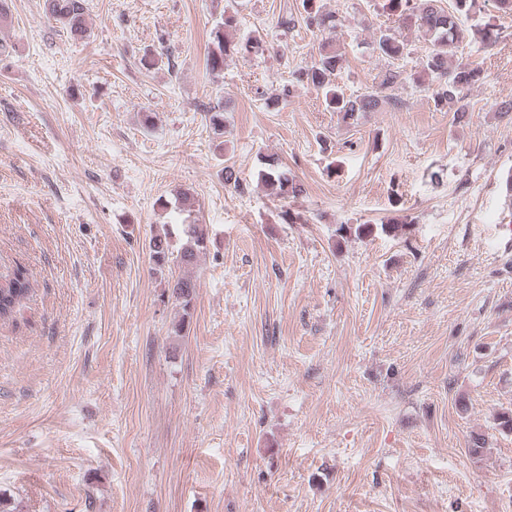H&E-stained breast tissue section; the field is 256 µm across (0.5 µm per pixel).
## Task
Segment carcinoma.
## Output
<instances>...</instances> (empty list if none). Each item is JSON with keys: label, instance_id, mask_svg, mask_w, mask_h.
I'll use <instances>...</instances> for the list:
<instances>
[{"label": "carcinoma", "instance_id": "1", "mask_svg": "<svg viewBox=\"0 0 512 512\" xmlns=\"http://www.w3.org/2000/svg\"><path fill=\"white\" fill-rule=\"evenodd\" d=\"M386 8L398 18L399 26L415 28L429 37L434 50L420 63L421 72L434 74L440 79L438 88L433 93L437 107L454 109L459 118L469 112L465 102L464 90L475 86L483 80V72L455 60L456 49L470 34H478L488 44L499 38L496 25L491 21L472 28L467 25L470 17L481 11V0H455L454 8L445 11L437 5V0H387ZM305 16L303 20L309 27L318 30L326 27L336 28L332 16L321 11L315 0H303ZM88 0H45V13L48 19L69 29L76 37L86 35V15ZM235 26V18L231 14L222 13L221 21L217 22L210 34L207 51V67L210 74L219 78L224 73V62L229 58H246L264 51V43L256 36H246L237 40L226 35V30ZM375 50L384 59H397L404 54L405 44L394 29L379 31L375 40ZM342 55L330 45L324 43L319 51V58L312 65L293 73L295 81L305 83L324 94L327 108L339 114L343 121H354L363 112H373L381 104L397 106L401 101L384 91L396 86L403 80L402 71L388 69L381 75L377 89L367 91L356 97H346L336 90L333 77L340 68ZM261 179L275 187L277 194L284 198L296 199L304 192L303 185L288 175L285 170L274 164L259 173ZM180 216L183 243L180 248V260L191 265L199 254L207 250L208 235L204 225L191 219V208L182 206ZM151 258L158 268L168 262L170 241L168 231L158 234L150 240ZM171 296L175 297L184 314H189L190 305L195 293V283L183 277L167 281ZM30 289L29 273L18 267L14 277L6 285L0 286V320L12 317L22 300L27 297Z\"/></svg>", "mask_w": 512, "mask_h": 512}]
</instances>
